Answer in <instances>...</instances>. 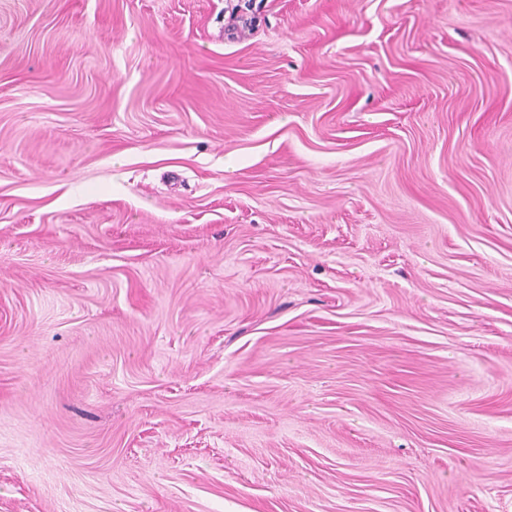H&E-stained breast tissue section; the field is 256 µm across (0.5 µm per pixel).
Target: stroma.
<instances>
[{"label": "stroma", "mask_w": 512, "mask_h": 512, "mask_svg": "<svg viewBox=\"0 0 512 512\" xmlns=\"http://www.w3.org/2000/svg\"><path fill=\"white\" fill-rule=\"evenodd\" d=\"M0 512H512V0H0Z\"/></svg>", "instance_id": "35a3bbf8"}]
</instances>
